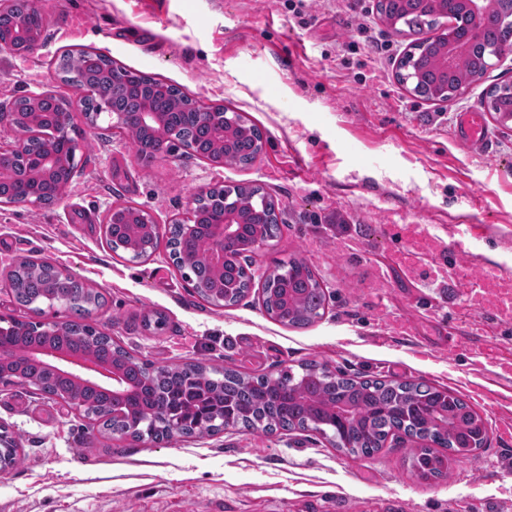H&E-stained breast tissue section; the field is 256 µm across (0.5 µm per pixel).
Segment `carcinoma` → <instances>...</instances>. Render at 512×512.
Segmentation results:
<instances>
[{
	"label": "carcinoma",
	"instance_id": "cac0c4a2",
	"mask_svg": "<svg viewBox=\"0 0 512 512\" xmlns=\"http://www.w3.org/2000/svg\"><path fill=\"white\" fill-rule=\"evenodd\" d=\"M31 0H13L12 12L0 14V36L11 34L14 18L23 14L31 28L41 33L43 19L38 9L31 7ZM377 12L387 23L395 16L399 24L416 31L420 20L416 16L402 17L394 0H379ZM449 30L457 37L469 32V23L454 0H448ZM485 47L497 49L512 37V26L506 22L500 5L492 2L480 21ZM81 52L66 51L56 59V69L80 85L96 77L103 93L114 105L129 114L130 123L124 130L131 134L140 163L148 166L155 155L153 140L136 122V113L143 103L136 91L147 86L153 78L110 60L98 58L93 67L82 65ZM420 83L416 86L422 95L435 93L433 79L437 70V50L424 54L418 62ZM167 93L156 101L158 108L167 112L172 135L180 142L199 150L207 144L209 128L196 123L194 109L185 93L176 85H166ZM244 127L233 142L224 148V163L248 165L259 154L261 133L246 119L236 115ZM236 205L249 215L237 241L228 244L236 252L260 238L264 241L277 236L279 224L273 217L274 201L258 187H237L233 190L213 188L203 200V207L217 211L224 201ZM138 228L124 222L113 229L107 239L109 248L117 251L134 236ZM174 246L178 267L190 266L193 277L199 282L210 278L208 267L199 260L204 243L198 236H190L183 224H170L165 231ZM31 269L10 276V289L16 303L33 313L40 314V305L60 303L70 313L68 330L55 340L73 349L89 351L95 355L127 367L130 378L138 384V391L126 398L115 399L112 392L86 390L82 393L91 412L104 411L108 418L102 427L110 434H121L130 424L138 425L142 434L158 435L166 430L155 422L162 411L175 410L183 416L206 412L208 417L195 419L181 432L183 436L211 433L220 427L238 428L250 432L273 433L283 431H311L324 437L340 451L370 456L383 449L387 439L401 433L423 445L414 449L411 468L427 477L438 478L447 473L441 455L431 445L448 450V455L459 462L465 455L457 452L479 440L468 436L475 411L458 395L447 388H438L425 381H394L378 378L359 379L343 372H333L327 366L309 362L301 373L293 376L282 373L248 376L233 370L208 371L197 364L170 368H151L136 358L112 337L104 335L85 323L91 309L102 301L100 294L83 286L76 279L60 274L47 261L28 262ZM268 289L266 312L283 325L303 328L323 315L326 295L311 267L302 260H290L277 267L265 279ZM35 336H19L12 326L0 334V342L7 352H25ZM30 380L61 396L74 393L72 384L50 373L44 367L22 358L15 362ZM448 400L454 411V425L445 429L436 425L431 417L437 403Z\"/></svg>",
	"mask_w": 512,
	"mask_h": 512
}]
</instances>
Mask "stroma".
Here are the masks:
<instances>
[{
  "label": "stroma",
  "instance_id": "35a3bbf8",
  "mask_svg": "<svg viewBox=\"0 0 512 512\" xmlns=\"http://www.w3.org/2000/svg\"><path fill=\"white\" fill-rule=\"evenodd\" d=\"M41 44L0 52V107L49 90L77 103L55 72L66 50L91 48L118 65L179 86L201 104L241 113L264 135L248 166H218L176 147L149 166L107 118L76 108L73 174L52 205L0 206V316L29 318L8 275L23 259L67 268L104 304L91 324L154 366L199 363L277 375L315 361L350 374L422 379L454 391L488 422L485 448L424 483L408 451L345 454L305 431L174 437L137 444L92 429L32 386L0 383V435L21 454L0 475V512H512V441L498 427L512 404L470 386L485 346L512 348V323L480 313L469 293L483 273L512 278V122L487 119L488 149L459 142V113L512 77L504 56L460 98L412 97L396 79L409 39L375 0H37ZM258 186L278 204L279 237L244 261L262 283L276 263L304 259L327 296L324 315L294 329L257 294L218 308L165 254L132 262L112 252L103 224L115 205L156 224L186 218L196 190ZM402 270L411 227L449 238ZM162 315V329L145 321Z\"/></svg>",
  "mask_w": 512,
  "mask_h": 512
}]
</instances>
